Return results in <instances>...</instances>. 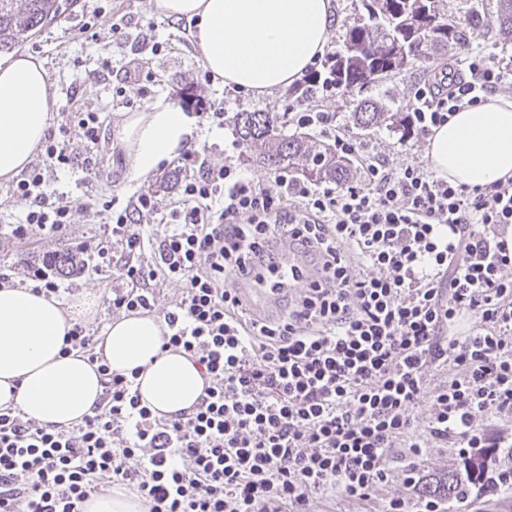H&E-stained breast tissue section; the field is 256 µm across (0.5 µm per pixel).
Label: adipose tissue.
Instances as JSON below:
<instances>
[{
  "instance_id": "obj_1",
  "label": "adipose tissue",
  "mask_w": 512,
  "mask_h": 512,
  "mask_svg": "<svg viewBox=\"0 0 512 512\" xmlns=\"http://www.w3.org/2000/svg\"><path fill=\"white\" fill-rule=\"evenodd\" d=\"M157 12L191 21L204 68L224 86L266 95L300 79L326 48L334 0H153ZM56 93L42 60L21 54L0 63V179L20 174L51 125ZM180 108L157 100L125 113L114 131L126 150L125 175L146 180L199 139ZM427 154L434 174L455 185L487 187L512 178V98L495 97L433 129ZM99 295L69 305L26 287L0 285V408L16 407L44 424L72 426L89 415L103 386L80 353L62 354L72 322L95 316ZM166 325L154 314L121 316L96 351L110 369L138 371L144 405L170 418L191 410L205 380L187 356L161 351Z\"/></svg>"
}]
</instances>
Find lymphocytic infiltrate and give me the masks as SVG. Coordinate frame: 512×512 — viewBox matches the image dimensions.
<instances>
[{
  "label": "lymphocytic infiltrate",
  "instance_id": "obj_1",
  "mask_svg": "<svg viewBox=\"0 0 512 512\" xmlns=\"http://www.w3.org/2000/svg\"><path fill=\"white\" fill-rule=\"evenodd\" d=\"M511 81L512 60L494 47L465 53L449 81L417 85L408 137ZM291 120L333 138L354 177L324 185L283 172L272 191L234 161L212 163L205 145L183 153L170 207L151 190L76 205L47 184L75 164L95 174L100 117L71 112L49 130L40 163L12 187L20 211L0 239L61 238L77 206L104 214L101 232L77 243L87 261L71 278L110 269L108 309L127 315L156 311L161 286L179 283L161 348L183 351L206 386L192 410L156 416L73 323L64 350L96 363L101 401L69 427L0 409V512H83L112 487L147 512H308L315 495L370 498L391 476L393 449H405L414 488L429 447L467 459L512 442L487 435L512 414V178L455 186L337 136L333 113L306 106ZM285 246L299 262L275 319L257 320L237 290L258 270L275 273ZM466 317L474 325L455 334ZM432 367L450 374L429 394ZM427 395L418 433L412 413Z\"/></svg>",
  "mask_w": 512,
  "mask_h": 512
}]
</instances>
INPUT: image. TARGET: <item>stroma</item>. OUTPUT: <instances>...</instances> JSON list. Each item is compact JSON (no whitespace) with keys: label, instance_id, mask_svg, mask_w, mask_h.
Here are the masks:
<instances>
[{"label":"stroma","instance_id":"obj_1","mask_svg":"<svg viewBox=\"0 0 512 512\" xmlns=\"http://www.w3.org/2000/svg\"><path fill=\"white\" fill-rule=\"evenodd\" d=\"M105 0H63L62 14L36 37L23 44L21 53L33 54L43 60L49 79L56 92L53 122H60L61 115L74 105L83 110L98 113L106 131H113L123 113L138 112L159 96H167L172 103L188 113L196 108L183 102L178 94V81L193 83L200 98L223 100L224 126L207 128L206 144L211 145V161L222 164L235 156L232 146L237 136L234 116L239 112H285L295 107V100L287 99L285 90L268 95L255 96L222 86L219 81L204 82L200 75L204 68L192 42V25L188 21H172L154 12L152 0H118L116 7L127 18L126 43H117L109 23H102L95 39H85L78 30L81 15L87 8L104 5ZM146 32L149 45H138L136 36ZM160 43L159 53H152L151 43ZM140 58L144 71L151 78L136 83L125 78V64L131 58ZM110 63L109 71H102V63ZM421 77L420 71L400 74L370 85L367 96L384 102L392 110L408 111ZM319 107L335 113L342 129L353 139L372 143L386 156L393 166L402 167L414 162H427V140L423 137L401 142L400 132L388 126L362 129L352 121L355 102L351 94L339 91L321 97ZM122 154L103 148L99 156L96 178L85 179L81 169L60 171L50 181L51 188L68 192L77 198L83 195H101L118 192L127 197L137 191L159 192L164 203H172V187L178 177L174 168L158 170L149 180L130 181L124 176ZM99 226L93 215L74 211L72 222L64 238L41 243L33 239H15L0 245V267L12 266L13 279H21L26 262L41 261L43 255L71 248L73 242L97 234ZM392 477L370 500L353 501L344 496L313 497L310 512H380L385 499L410 495L411 490L403 482L401 449L392 452ZM446 512H512V488L493 487L480 483L470 485L466 502L448 505Z\"/></svg>","mask_w":512,"mask_h":512}]
</instances>
